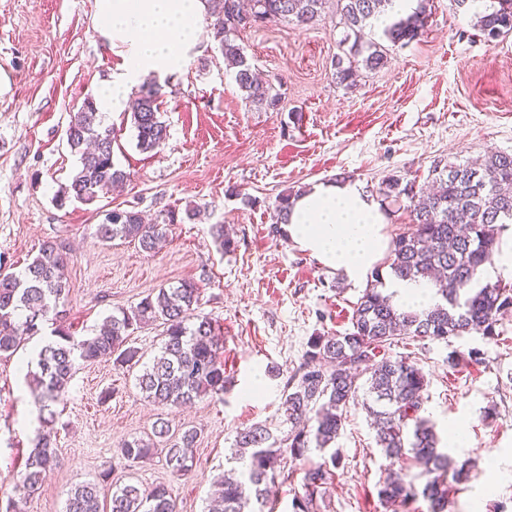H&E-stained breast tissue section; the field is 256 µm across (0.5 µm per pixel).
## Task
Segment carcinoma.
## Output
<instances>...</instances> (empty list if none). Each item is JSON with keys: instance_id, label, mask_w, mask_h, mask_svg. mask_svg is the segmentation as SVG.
<instances>
[{"instance_id": "1", "label": "carcinoma", "mask_w": 512, "mask_h": 512, "mask_svg": "<svg viewBox=\"0 0 512 512\" xmlns=\"http://www.w3.org/2000/svg\"><path fill=\"white\" fill-rule=\"evenodd\" d=\"M426 0L416 11L389 25L384 34L393 42H410L420 33ZM329 0H252L250 24L271 18H286L308 25L319 17ZM212 37L224 55V65L245 102L275 110L278 94L247 64L243 50L232 36L243 26L240 0H210ZM392 5V0H336L346 28L345 39H353L350 50L366 53L368 69L383 65L382 52L371 43L362 48V31ZM477 27L489 40L512 33V0L498 5L479 18ZM159 84L141 86L131 122L137 148L153 152L168 137L160 116ZM67 144L78 156L79 166L56 199L85 205L94 203L112 187L128 178L113 162L114 128L104 124L96 103L87 100L72 113ZM386 197H406L413 203L412 224L392 239L385 260L367 274V286L354 306L352 329L342 335L311 337L302 365L289 379L283 392L288 433L274 437L267 427L254 424L237 431L234 455L246 461V470L236 475L223 472L216 481L214 512H275L276 492L288 477V460H303L316 449L325 451L336 440L344 414L357 401L359 379L370 374L365 385L371 401L364 402L388 465L378 483L380 504L407 507L418 497L429 503V512H445L449 485L468 480L470 468L456 465L440 451V439L422 415L425 374L408 357L381 356L395 341L408 336L448 341L466 335L493 340L499 321L512 312V288L483 281L486 266L499 251L500 234L512 222V154L494 152L465 164H435L432 188L391 177L385 182ZM100 240L136 242L144 252L155 251L166 238V225L146 224L140 213L116 208L98 226ZM388 273H383V269ZM399 280L424 281L435 289L438 301L424 308L394 302L385 293V275ZM69 293L67 257L63 247L46 242L19 273H0V357L10 356L24 337L42 334L51 327L52 338L37 354V370L25 375L28 387L39 395V410L63 400L76 372V362L92 363L111 358L119 366L137 363V351L125 347L130 330L149 322L164 325L159 353L137 376L145 397L161 407H181L208 396L224 393L228 378L221 359L219 337L212 319L200 312L201 292L197 284L182 280L147 295L129 312L110 317L91 336L78 339L63 324L60 306ZM157 441L125 440L122 458L143 462L164 444L167 464L179 476L193 466L197 430L180 431L160 419L154 425ZM414 461L426 477L417 489L405 463ZM60 464L51 437L40 434L30 451L17 490L37 492ZM337 466L330 461L305 470V495L292 502L293 512H314L315 497L328 484ZM99 484L85 482L68 492L63 512H178L171 490L158 485L151 489L129 481L115 487L109 508L100 502Z\"/></svg>"}]
</instances>
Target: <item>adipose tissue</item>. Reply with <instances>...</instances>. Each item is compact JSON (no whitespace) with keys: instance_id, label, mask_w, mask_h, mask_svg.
I'll return each mask as SVG.
<instances>
[{"instance_id":"adipose-tissue-1","label":"adipose tissue","mask_w":512,"mask_h":512,"mask_svg":"<svg viewBox=\"0 0 512 512\" xmlns=\"http://www.w3.org/2000/svg\"><path fill=\"white\" fill-rule=\"evenodd\" d=\"M205 0H97V28L123 56L112 92L98 108H121L129 85L187 65L202 31ZM386 216L355 183H318L295 199L284 226L290 240L326 268L361 284L388 248Z\"/></svg>"}]
</instances>
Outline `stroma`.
<instances>
[{
	"label": "stroma",
	"instance_id": "stroma-1",
	"mask_svg": "<svg viewBox=\"0 0 512 512\" xmlns=\"http://www.w3.org/2000/svg\"><path fill=\"white\" fill-rule=\"evenodd\" d=\"M493 0H429L424 27L408 44L380 26L365 40L383 51L375 70L358 67L351 85L336 82L333 63L348 57L334 13L307 26L275 19L236 34L248 63L282 95L279 111L242 97L211 35L182 72L157 76L168 139L141 152L129 109L105 115L117 141L113 160L128 173L122 188L93 204L58 205L78 162L66 140L72 112L111 88L121 60L96 28V0H0V271L16 273L44 242L68 257L67 319L74 335H91L109 315L148 293L195 281L202 310L223 340L224 394L189 408H161L144 398L135 371L103 359L80 364L52 423L61 467L20 500V512H63L68 491L96 481L103 495L135 479L171 486L181 512H203L213 481L229 468L237 428L288 430L283 391L310 336L351 328L362 294L339 273L300 250L277 221L278 195L319 182L347 181L379 198L394 238L410 224L407 199L383 198L389 177L424 185L437 162L465 163L512 152V34L486 41L478 12ZM194 207V219L167 224L168 213ZM135 210L167 226V241L147 253L137 244H103L97 226L108 212ZM224 225L234 250L220 251L211 228ZM497 339L450 342L406 338L390 356L415 359L428 386L424 415L440 438L464 428L451 448L471 460L468 482L446 512H512V313ZM41 337L0 358V502L14 495L39 428V409L24 376L36 364ZM479 350L475 362L450 369L449 352ZM260 396H250L255 382ZM198 432L188 475L174 477L164 455L127 466L122 440L149 439L157 419ZM336 479L317 512H387L377 496L386 465L362 405H351L332 445Z\"/></svg>",
	"mask_w": 512,
	"mask_h": 512
}]
</instances>
